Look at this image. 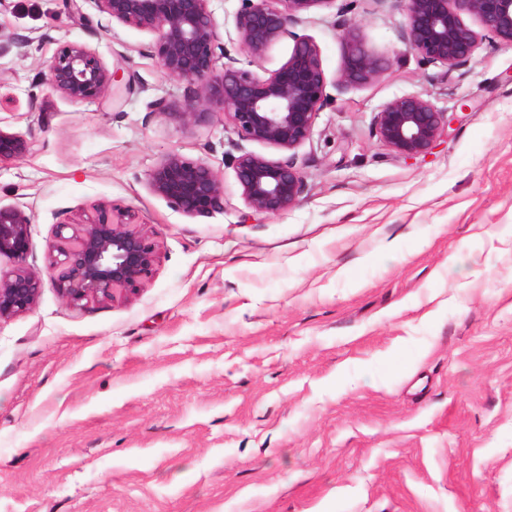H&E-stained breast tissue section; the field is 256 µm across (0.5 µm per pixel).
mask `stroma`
Masks as SVG:
<instances>
[{
	"label": "stroma",
	"mask_w": 512,
	"mask_h": 512,
	"mask_svg": "<svg viewBox=\"0 0 512 512\" xmlns=\"http://www.w3.org/2000/svg\"><path fill=\"white\" fill-rule=\"evenodd\" d=\"M241 0H211L242 66L279 69L292 39L241 53ZM92 25H84L82 15ZM393 0H331L294 30L332 101L296 162L300 203L255 215L224 163L233 128L155 112L151 34L85 0H0V204L32 219L34 309L0 322V512H512V47L461 69L420 64ZM389 74L347 90L348 30ZM85 44L132 89L83 103L46 83ZM421 93L448 130L416 159L372 134ZM209 165L224 206L190 218L152 194L167 153ZM130 217L158 262L134 295L70 304L49 273L57 224ZM30 147L31 142L25 137L0 129V163L26 155Z\"/></svg>",
	"instance_id": "stroma-1"
}]
</instances>
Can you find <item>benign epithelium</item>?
<instances>
[{
    "instance_id": "1",
    "label": "benign epithelium",
    "mask_w": 512,
    "mask_h": 512,
    "mask_svg": "<svg viewBox=\"0 0 512 512\" xmlns=\"http://www.w3.org/2000/svg\"><path fill=\"white\" fill-rule=\"evenodd\" d=\"M113 21L154 36L155 57L163 73L194 85L178 109L160 101L154 109L184 127L222 110L238 137L276 148L283 160L238 145L226 161L234 170L245 204L258 215H275L296 206L304 176L296 151L310 139L319 112L331 101L328 79L314 40L290 30L299 15L328 0H242L236 14L238 42L254 58L285 37L294 45L288 61L267 76L237 66V59L218 41L210 0H93ZM404 11L408 51L421 62L445 72L464 66L484 45L512 46V0H396ZM472 18L476 26L464 21ZM227 63L216 75V51ZM391 63L368 51L355 34L342 70L340 88L364 86L384 77ZM121 81L119 71L105 68L86 45L62 47L48 66L47 84L61 97L80 103L103 97ZM448 128V117L419 93L388 101L374 118L372 133L397 156L414 159L433 148ZM31 142L0 129V162L26 155ZM150 191L189 217L223 206L224 181L208 166L178 152L161 159L147 178ZM31 217L16 205L0 204V258L11 268L0 270V321L30 312L42 280L31 268ZM50 269L62 294L73 305L114 301L136 291L152 274L157 252L135 224L99 217L85 224L56 225Z\"/></svg>"
}]
</instances>
